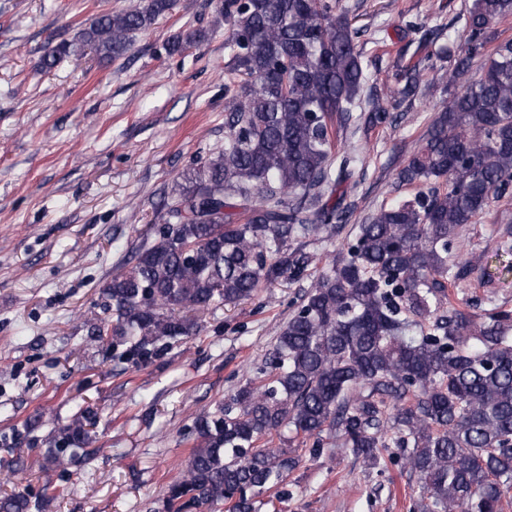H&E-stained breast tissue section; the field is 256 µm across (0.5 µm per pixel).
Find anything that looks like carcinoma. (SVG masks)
<instances>
[{"instance_id": "cac0c4a2", "label": "carcinoma", "mask_w": 512, "mask_h": 512, "mask_svg": "<svg viewBox=\"0 0 512 512\" xmlns=\"http://www.w3.org/2000/svg\"><path fill=\"white\" fill-rule=\"evenodd\" d=\"M176 0H139L106 13L81 33L104 59L125 55L136 33ZM334 0H224L230 47L241 76L228 102L224 150L183 175L160 221L103 288L105 309L91 335L112 336L118 358L138 367L197 334L218 300L235 304L281 279H301L311 256L293 242L347 219L333 169L338 130L353 118L365 84L358 31ZM512 16V0H471L465 46L442 45L400 69L382 93L414 97L424 71L453 59L442 75L458 89L399 170L411 197L383 204L358 225L280 329L256 381L197 416L182 477L167 486L165 512L231 503L258 512L256 497L277 489L301 461L291 430L318 457L329 440L373 467L403 463L417 477L422 512H502L512 490V309L482 316L449 303L458 229L496 199L512 196V39L487 49ZM188 30L173 55L202 41ZM77 52L62 43L53 67ZM482 77L469 80L475 58ZM330 198H325V194ZM82 406L45 449L44 471L87 459L97 423ZM23 491L0 512H41Z\"/></svg>"}]
</instances>
